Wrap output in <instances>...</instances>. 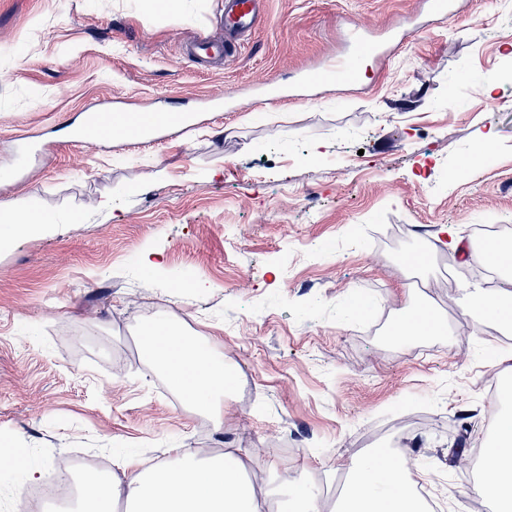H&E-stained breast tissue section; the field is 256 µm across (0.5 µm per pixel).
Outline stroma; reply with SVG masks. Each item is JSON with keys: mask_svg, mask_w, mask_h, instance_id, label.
<instances>
[{"mask_svg": "<svg viewBox=\"0 0 512 512\" xmlns=\"http://www.w3.org/2000/svg\"><path fill=\"white\" fill-rule=\"evenodd\" d=\"M453 8L261 0L234 58L188 63L197 40L223 39L224 0H183L174 17L157 0H0V169L13 172L0 201L61 220L0 250V455L45 473L83 456L69 474L82 483L127 457L230 444L260 449L253 482L290 468L330 489L344 460L393 438L437 512H494L474 487L512 332L469 311L460 286L502 280L446 247L403 261L444 224L512 229V0ZM359 27L407 38L355 83L306 88L304 70ZM112 101L191 123L74 143ZM26 140L44 148L30 172L17 168ZM105 195L114 210L97 208ZM149 246L164 269L148 276ZM187 271L211 290L176 287ZM423 303L444 328L392 336ZM158 318L232 366L223 431L151 368L140 338Z\"/></svg>", "mask_w": 512, "mask_h": 512, "instance_id": "1", "label": "stroma"}]
</instances>
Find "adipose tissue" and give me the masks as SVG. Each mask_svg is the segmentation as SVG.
<instances>
[{"label":"adipose tissue","mask_w":512,"mask_h":512,"mask_svg":"<svg viewBox=\"0 0 512 512\" xmlns=\"http://www.w3.org/2000/svg\"><path fill=\"white\" fill-rule=\"evenodd\" d=\"M54 219L20 201H0V245L17 234L41 232ZM445 246L470 254L473 260L500 270L512 269V246L493 242L473 251L454 225H442L430 250ZM471 311L512 329V291L490 294L482 288L469 293ZM155 368L163 371L189 403L209 414L215 429L224 427V409L230 397L231 372L224 356L211 352L194 338L176 331L168 321H156L143 338ZM496 443L484 457L485 478L477 484L479 496L495 500L501 512H512V415L494 425ZM248 459L241 449L228 448L211 461L198 453L173 450L149 467L139 461L105 469L83 486L81 512H114L126 502L130 512H261L269 496L266 486L243 478ZM350 488L340 512H420L405 484V461L396 457L365 455L345 462ZM285 499L282 512H330L315 489L302 486L290 472L278 476Z\"/></svg>","instance_id":"1"}]
</instances>
